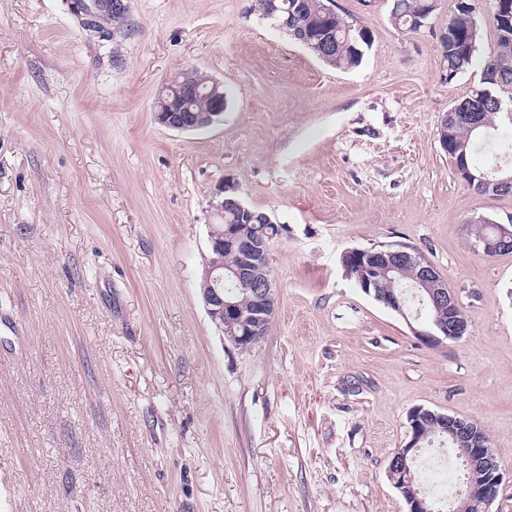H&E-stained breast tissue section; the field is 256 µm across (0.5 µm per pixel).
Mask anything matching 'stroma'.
Returning a JSON list of instances; mask_svg holds the SVG:
<instances>
[{
  "label": "stroma",
  "mask_w": 512,
  "mask_h": 512,
  "mask_svg": "<svg viewBox=\"0 0 512 512\" xmlns=\"http://www.w3.org/2000/svg\"><path fill=\"white\" fill-rule=\"evenodd\" d=\"M88 38L68 0H0V483L5 512H407L387 476L417 406L476 420L512 512V254L470 227L512 217L474 191L436 130L482 88L446 80L439 36L392 0H336L367 26L338 70L253 0H125ZM194 67L222 121L154 118ZM282 228L263 340L225 341L200 294L224 179ZM419 248L459 296L461 341L421 343L340 255ZM391 20L393 24L406 32L418 31L425 20L423 18L431 0H392ZM395 2L398 4L395 5ZM437 1L432 0L428 6L429 15L436 9Z\"/></svg>",
  "instance_id": "obj_1"
}]
</instances>
